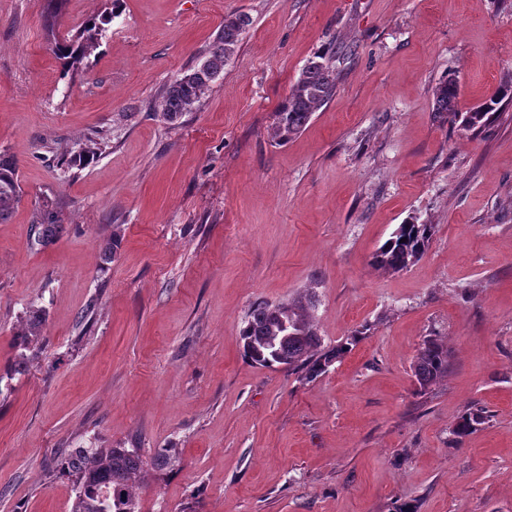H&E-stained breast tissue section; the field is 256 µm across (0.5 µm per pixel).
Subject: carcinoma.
Wrapping results in <instances>:
<instances>
[{
  "mask_svg": "<svg viewBox=\"0 0 512 512\" xmlns=\"http://www.w3.org/2000/svg\"><path fill=\"white\" fill-rule=\"evenodd\" d=\"M65 0H46L45 27L50 50L67 69L81 66L99 45L107 26L112 23L120 0H112V10L90 16L74 36L54 35L55 20ZM246 13L231 14L198 62L159 90V116L174 123L187 112L196 111L211 85L224 80V69L235 55L242 34L251 25ZM338 80L336 52L323 51L309 58L284 102L275 112L269 136L276 144H286L302 133L314 113L335 93ZM512 95V77L504 79L498 94L468 112L457 108L458 87L448 76L434 91V111L445 118L458 120L466 130H480L492 124L499 113L495 106L500 97ZM20 197L16 163L0 154V220L14 210ZM63 223L52 209H41L32 221L36 241L42 246L51 243ZM434 233L432 224L400 225L373 256V264L384 271L404 270L406 256L424 254ZM316 294L313 289L278 303L261 302L253 306L240 330L244 356L253 364L276 369L287 365L290 371L312 382L325 374L339 356L363 339L357 330L346 341L332 349L323 347L314 321ZM45 313L40 308L29 310L22 321L19 335L30 341L41 335ZM413 373L420 390L439 382L448 374V348L438 339L423 341ZM485 423L480 411L462 415L452 433L461 443L478 426ZM144 463L136 450L127 448H72L59 462L60 470L73 477L77 486L71 512H137V477Z\"/></svg>",
  "mask_w": 512,
  "mask_h": 512,
  "instance_id": "1",
  "label": "carcinoma"
}]
</instances>
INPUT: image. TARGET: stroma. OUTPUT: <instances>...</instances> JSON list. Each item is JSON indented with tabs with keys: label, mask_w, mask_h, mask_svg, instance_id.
<instances>
[{
	"label": "stroma",
	"mask_w": 512,
	"mask_h": 512,
	"mask_svg": "<svg viewBox=\"0 0 512 512\" xmlns=\"http://www.w3.org/2000/svg\"><path fill=\"white\" fill-rule=\"evenodd\" d=\"M43 5L0 0V153L20 186L0 220V512H71L57 460L78 447L138 450L139 512H512V99L466 131L433 97L451 73L459 111L498 91L512 0H122L70 71ZM236 12L252 24L223 80L165 123L158 89ZM341 44L356 56L335 95L275 144L303 66ZM91 137L97 159L60 166ZM44 206L64 224L38 249ZM412 222L434 227L422 258L376 268ZM310 285L325 347L365 338L312 382L250 363L251 307ZM431 336L449 369L422 392ZM21 352L28 372L6 377ZM485 419L486 417L483 415L482 411H473L462 415L452 430L456 442H463L466 437L477 430L478 426L485 422Z\"/></svg>",
	"instance_id": "obj_1"
}]
</instances>
